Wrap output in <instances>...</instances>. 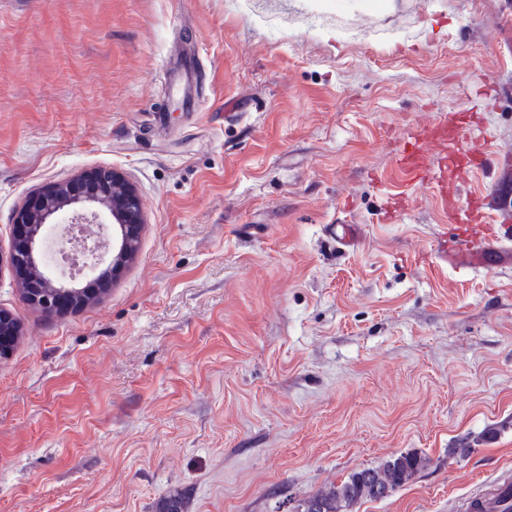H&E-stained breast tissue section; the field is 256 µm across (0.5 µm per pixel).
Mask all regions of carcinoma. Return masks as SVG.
I'll return each mask as SVG.
<instances>
[{
  "label": "carcinoma",
  "instance_id": "cac0c4a2",
  "mask_svg": "<svg viewBox=\"0 0 512 512\" xmlns=\"http://www.w3.org/2000/svg\"><path fill=\"white\" fill-rule=\"evenodd\" d=\"M427 459L416 453H401L376 467L354 471L346 480L308 495L300 512H355V506L385 499L425 468Z\"/></svg>",
  "mask_w": 512,
  "mask_h": 512
}]
</instances>
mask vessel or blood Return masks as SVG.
<instances>
[{"mask_svg":"<svg viewBox=\"0 0 512 512\" xmlns=\"http://www.w3.org/2000/svg\"><path fill=\"white\" fill-rule=\"evenodd\" d=\"M169 72L174 96L188 101L191 70L177 57L170 60ZM465 131L462 125L452 133L439 123L427 127L423 133L404 138L396 162L408 183L434 184L444 200L448 221L456 225L457 232L453 238H441L437 254L440 261L457 271L512 262V226L486 223L484 199H473L464 208L458 206L448 191L446 178L437 173L433 158L425 150L426 142L430 141L442 154H450L455 140L463 139ZM460 512H512V473L500 478L493 489L479 488L471 492L462 501Z\"/></svg>","mask_w":512,"mask_h":512,"instance_id":"1","label":"vessel or blood"}]
</instances>
